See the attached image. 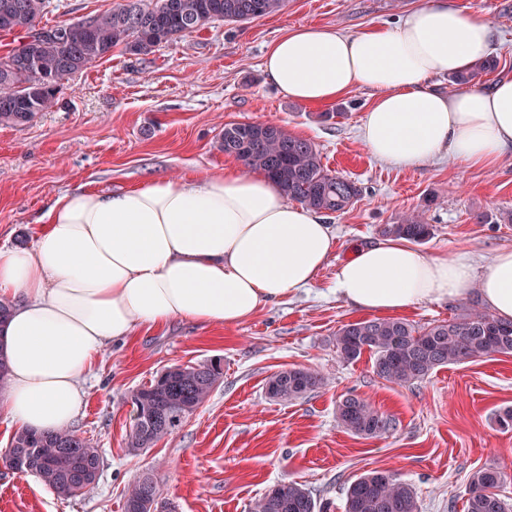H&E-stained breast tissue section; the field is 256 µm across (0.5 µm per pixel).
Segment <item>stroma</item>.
<instances>
[{"mask_svg": "<svg viewBox=\"0 0 512 512\" xmlns=\"http://www.w3.org/2000/svg\"><path fill=\"white\" fill-rule=\"evenodd\" d=\"M121 0H48L41 23H70L111 10ZM431 0H288L275 14L238 25L216 21L139 59L117 47L73 76L52 111L24 126L0 125V246L34 243L36 219L75 189L116 192L151 178H206L241 168L216 141L230 122L273 123L313 141L322 162L358 182L362 197L327 217L336 250L314 286L261 309L236 327L174 321L105 347L81 381L84 406L73 424L98 449L97 485L58 496L33 473L0 467V512H123L129 486L155 470L171 512H248L270 487L295 480L329 512H344L346 490L372 470H393L410 483L421 512H464L470 475L483 467L507 474L499 490L512 502V428L497 415L512 408V354L449 365L397 386L373 372L363 354L344 362L338 329L364 312L337 299L340 263L379 240L383 224L411 212L434 227L429 253L464 249L477 264L512 248V151L490 168L448 157L420 168L374 159L359 138L372 101L354 90L311 106L288 98L262 69L268 45L291 27L322 25L354 34L396 24ZM464 14L492 21L495 70L477 78L488 88L512 76V0H448ZM220 365L209 400L172 435L146 452L128 446L129 397L175 365ZM312 367L326 383L285 404L266 394L283 368ZM354 393L391 416L381 437L345 430L339 401Z\"/></svg>", "mask_w": 512, "mask_h": 512, "instance_id": "35a3bbf8", "label": "stroma"}]
</instances>
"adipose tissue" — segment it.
Returning <instances> with one entry per match:
<instances>
[{
  "label": "adipose tissue",
  "mask_w": 512,
  "mask_h": 512,
  "mask_svg": "<svg viewBox=\"0 0 512 512\" xmlns=\"http://www.w3.org/2000/svg\"><path fill=\"white\" fill-rule=\"evenodd\" d=\"M493 25L444 4L356 34L288 29L263 70L289 98L329 103L355 89L377 96L359 134L375 158L417 168L440 155L490 167L512 148V77L452 95L433 78L490 52ZM31 247H0V324L8 388L0 409L36 431L69 428L84 405L80 379L96 354L139 329L174 320L233 327L313 285L336 249L322 214L289 203L259 172L155 179L116 193L62 194L40 216ZM337 296L384 315L478 293L512 321V249L484 266L470 252L430 254L403 239L356 248Z\"/></svg>",
  "instance_id": "adipose-tissue-1"
}]
</instances>
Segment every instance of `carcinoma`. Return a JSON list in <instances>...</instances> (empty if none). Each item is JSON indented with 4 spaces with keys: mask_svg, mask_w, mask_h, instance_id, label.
Listing matches in <instances>:
<instances>
[{
    "mask_svg": "<svg viewBox=\"0 0 512 512\" xmlns=\"http://www.w3.org/2000/svg\"><path fill=\"white\" fill-rule=\"evenodd\" d=\"M286 0H125L107 12L76 23L39 25L45 0H0V33L35 37L28 51L12 47L0 54V125H24L50 111L65 82L112 54L118 45L132 56H148L157 47L197 32L216 21L246 23L281 11ZM495 69L487 58L471 69L448 76V86L472 83ZM220 151L240 160L249 171L273 180L287 200L324 214H341L359 201L362 189L327 168L313 141L282 126L227 123ZM385 237L424 243L433 235L422 213L380 228ZM336 351L345 362L363 352L374 356V373L383 381L406 386L435 369L512 354V322H503L473 306L457 316L418 328L402 319L374 318L348 323L336 332ZM220 367L175 365L149 385L133 392L134 411L128 443L152 448L172 434L206 402L219 381ZM324 376L310 368H286L268 381L270 398L288 403L321 388ZM337 419L351 433L377 437L394 427V419L370 402L349 394L337 405ZM21 458L22 471L38 475L57 495L70 497L92 489L102 473L98 449L74 431L21 430L0 455L11 469ZM378 471L359 476L347 489L345 512H420L417 494L398 473L380 479ZM507 474L497 468L476 470L465 489V512H512L498 493ZM159 489L152 472L143 474L125 495L124 512H149L145 503ZM326 506L297 481L270 487L250 512H325Z\"/></svg>",
    "mask_w": 512,
    "mask_h": 512,
    "instance_id": "cac0c4a2",
    "label": "carcinoma"
}]
</instances>
